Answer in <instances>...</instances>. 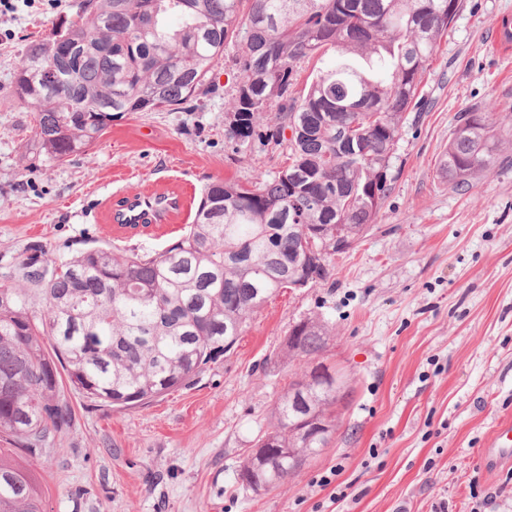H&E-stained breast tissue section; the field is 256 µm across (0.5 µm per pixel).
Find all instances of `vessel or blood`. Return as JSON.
I'll list each match as a JSON object with an SVG mask.
<instances>
[{"instance_id": "vessel-or-blood-1", "label": "vessel or blood", "mask_w": 512, "mask_h": 512, "mask_svg": "<svg viewBox=\"0 0 512 512\" xmlns=\"http://www.w3.org/2000/svg\"><path fill=\"white\" fill-rule=\"evenodd\" d=\"M187 209L181 190L154 188L122 196L109 212L113 223L131 226L134 224H170L177 221ZM498 462L512 461V425L501 424L489 450Z\"/></svg>"}]
</instances>
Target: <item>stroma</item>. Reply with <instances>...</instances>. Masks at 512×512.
I'll list each match as a JSON object with an SVG mask.
<instances>
[{"mask_svg":"<svg viewBox=\"0 0 512 512\" xmlns=\"http://www.w3.org/2000/svg\"><path fill=\"white\" fill-rule=\"evenodd\" d=\"M81 0L0 7V282L43 245L59 262L89 247L157 253L183 224L126 228L107 212L118 194L276 171L277 152H233L225 111L236 74L217 65L212 93L184 108L128 112L102 139L45 162L34 112L14 97L27 44ZM512 0H461L422 84L393 160L395 180L370 232L332 257L330 276L271 298L240 341L189 384L122 410L73 389L69 430L21 456L43 512H512V463L483 454L512 421V50L493 30ZM493 113L500 159L452 190L438 162L459 115ZM332 329L324 363L351 393L336 431L291 479L256 494L238 477L270 430L278 397L305 362L282 348L299 319ZM331 476L321 486L323 476Z\"/></svg>","mask_w":512,"mask_h":512,"instance_id":"1","label":"stroma"}]
</instances>
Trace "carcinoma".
I'll return each instance as SVG.
<instances>
[{
	"label": "carcinoma",
	"mask_w": 512,
	"mask_h": 512,
	"mask_svg": "<svg viewBox=\"0 0 512 512\" xmlns=\"http://www.w3.org/2000/svg\"><path fill=\"white\" fill-rule=\"evenodd\" d=\"M461 0H85L29 44L14 96L36 112L44 160L95 144L125 112L179 109L210 93L207 78L231 43L239 81L224 138L280 151V169L245 183L213 181L185 233L161 252L91 247L56 263L45 249L0 284V438L30 455L69 428L63 381L94 403L136 407L189 384L230 350L253 314L294 279L308 238L330 262L336 236L359 241L394 182L392 159L419 88ZM170 14L182 18L173 29ZM76 49L45 82L47 48ZM332 49L304 93L296 74ZM292 131L286 137V130ZM501 126L466 112L439 160L451 188L489 172ZM283 356L317 362L331 337L305 317ZM306 370L277 402L268 442L245 454L246 488L294 475L288 449L323 448L296 423L312 414L336 430V393ZM0 512H41L31 475L0 452Z\"/></svg>",
	"instance_id": "obj_1"
}]
</instances>
